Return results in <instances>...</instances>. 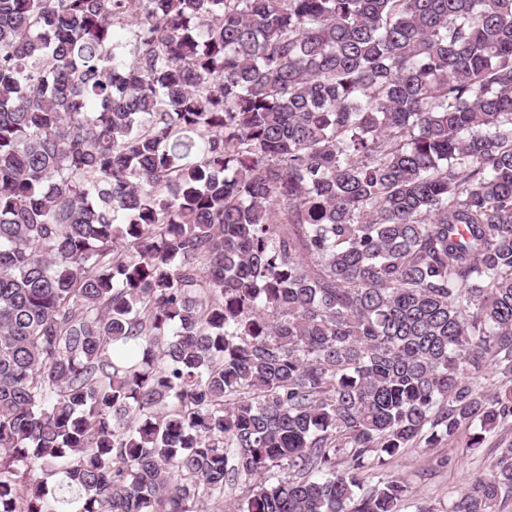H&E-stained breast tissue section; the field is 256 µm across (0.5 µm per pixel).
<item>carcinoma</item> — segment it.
Masks as SVG:
<instances>
[{"label":"carcinoma","instance_id":"obj_1","mask_svg":"<svg viewBox=\"0 0 512 512\" xmlns=\"http://www.w3.org/2000/svg\"><path fill=\"white\" fill-rule=\"evenodd\" d=\"M511 425L512 0H0V512H401ZM475 431H463L453 442L438 448L427 447L423 440L396 459L385 457V465L364 473V488L374 485L377 476H394L407 483L415 498L426 501L435 512H448L449 504L468 479L476 473H488L498 449L512 441V428L499 429L484 433L481 444L470 448ZM440 458H448V464L438 466Z\"/></svg>","mask_w":512,"mask_h":512}]
</instances>
